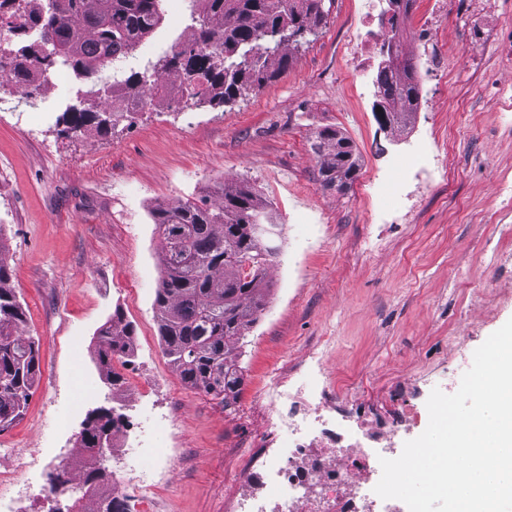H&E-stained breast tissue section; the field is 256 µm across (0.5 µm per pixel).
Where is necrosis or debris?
<instances>
[{"label":"necrosis or debris","instance_id":"obj_1","mask_svg":"<svg viewBox=\"0 0 512 512\" xmlns=\"http://www.w3.org/2000/svg\"><path fill=\"white\" fill-rule=\"evenodd\" d=\"M381 0H367L362 20L350 32L344 51L355 59V79L375 87L378 65L372 63L377 41H392L391 28L376 26ZM499 208L491 217L494 231L482 249L488 266L512 260L505 251L512 242V178L500 174L495 183ZM326 349L309 353L307 368L291 383H271L264 392L277 415L267 430L270 445L251 458L242 476V489L228 512H403L399 500L382 499L374 491L381 459L399 456L394 439L400 425L383 427L359 405L340 421L325 418L344 384L323 378Z\"/></svg>","mask_w":512,"mask_h":512}]
</instances>
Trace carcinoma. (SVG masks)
Segmentation results:
<instances>
[{
    "label": "carcinoma",
    "mask_w": 512,
    "mask_h": 512,
    "mask_svg": "<svg viewBox=\"0 0 512 512\" xmlns=\"http://www.w3.org/2000/svg\"><path fill=\"white\" fill-rule=\"evenodd\" d=\"M15 0H0V22L21 46L0 48L13 56L5 81L17 86L30 78L31 66L48 76L56 64L70 68L79 80L97 79L78 91L66 120L79 131L97 122L100 129L117 124L124 113L101 112L90 102L116 86L101 74L113 52L129 48L161 24V0H48L42 7L14 10ZM328 10L325 0H190L191 42H175L165 55L139 69L123 71L119 86L156 96L169 76L180 79L187 100L196 105H230L258 91L288 67L294 32L316 34ZM56 49L42 58L38 47ZM379 107L388 126L414 111L419 86L409 61H388L380 70ZM326 189L341 190L356 172L353 144L335 130L318 133L313 144ZM154 223L161 238L163 276L156 295L164 353L181 380L207 393L236 397L242 373L230 346L255 322L265 299L270 264L278 255L269 234L257 224L280 228L276 214L245 184L226 183L220 200L159 204ZM7 266L0 262V430L19 418L41 374L36 342L24 335V311L7 287ZM133 329L118 315L97 332V361L112 375V360L131 361ZM124 415L106 412L85 423L81 448L99 454L120 431ZM77 486L81 496L66 512H124L110 497L112 480L95 465L85 466Z\"/></svg>",
    "instance_id": "obj_1"
}]
</instances>
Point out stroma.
<instances>
[{"label": "stroma", "instance_id": "35a3bbf8", "mask_svg": "<svg viewBox=\"0 0 512 512\" xmlns=\"http://www.w3.org/2000/svg\"><path fill=\"white\" fill-rule=\"evenodd\" d=\"M361 18L360 0H332L316 35L291 45L286 70L230 106L192 107L191 117L154 103L114 130L67 131L63 114L81 82L67 74L31 104L0 87V261L39 341L42 373L23 416L0 432V512H46L19 486L49 487L84 462L78 436L88 414L125 416L136 434L148 416L169 455L155 494L162 512H226L251 447L265 429L264 387L294 374L329 341L328 378L344 377L384 424L426 413L459 354L512 318V270L483 265L471 248L492 231L493 190L512 173V0L471 20L456 0L433 31L445 73L417 69V108L404 126L378 124L373 99L354 81L342 46ZM349 138L358 171L345 191L325 189L312 150L318 132ZM425 139L444 177H419L380 217L375 176ZM243 181L282 224L265 307L233 346L242 371L236 401L184 384L164 355L156 291L161 247L151 211L161 203L216 200ZM121 312L134 329L131 363L111 385L95 360L96 333ZM93 395L69 431L58 428L74 390Z\"/></svg>", "mask_w": 512, "mask_h": 512}]
</instances>
